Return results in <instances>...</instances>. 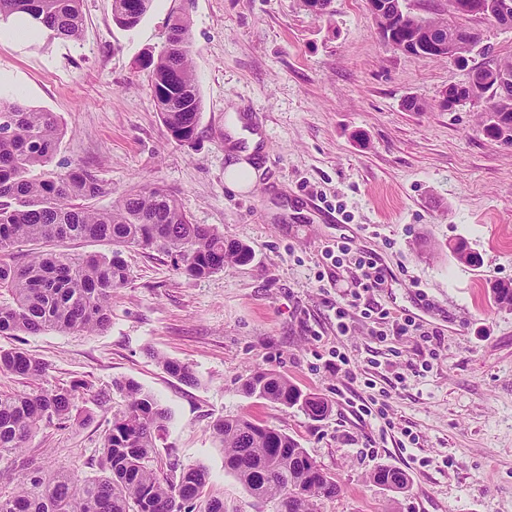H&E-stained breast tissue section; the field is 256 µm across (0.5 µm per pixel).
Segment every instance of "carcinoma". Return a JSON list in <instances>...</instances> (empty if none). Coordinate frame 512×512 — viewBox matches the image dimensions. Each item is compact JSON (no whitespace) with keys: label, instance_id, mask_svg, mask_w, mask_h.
<instances>
[{"label":"carcinoma","instance_id":"obj_1","mask_svg":"<svg viewBox=\"0 0 512 512\" xmlns=\"http://www.w3.org/2000/svg\"><path fill=\"white\" fill-rule=\"evenodd\" d=\"M81 0H0V23L27 18L52 38L77 40L83 17ZM115 22L133 28L150 0H111ZM150 91L170 136L190 143L196 136L201 96L188 38V22L172 20L167 47L150 61ZM496 121H482L483 134L512 145V87L500 94ZM63 128L53 112L22 103L18 94L0 89V336L43 330L95 333L111 321L112 291L125 286L130 269L121 248L135 246L173 257L190 279H203L243 265L251 254L244 244L224 239L208 224H195L179 201L156 184H145L98 210L88 201L103 192L95 172L75 167L56 174L47 170ZM74 240L108 241L109 253L72 258L47 249ZM43 245L24 263L15 250ZM495 301L512 306V282L492 286ZM163 367L193 383L192 368L173 360ZM46 365L19 348H0V374L26 380L43 376ZM125 407L112 416L102 437V474L80 478L69 472L46 476L27 464L17 485L0 496V512H225L224 501L202 500L208 474L175 460L168 472L154 468L156 441L166 432L169 412L133 380L113 384ZM83 382L51 390L0 391V455L26 447L41 428L77 421L73 416ZM247 395L285 409L298 407L311 418L324 416L328 403L305 393L286 377L255 370L242 382ZM211 430L224 448V468L257 500L275 512H316L323 499L341 492L336 478L288 434L247 417L218 418ZM374 483L394 491L408 488V477L395 469L371 474Z\"/></svg>","mask_w":512,"mask_h":512}]
</instances>
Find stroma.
I'll use <instances>...</instances> for the list:
<instances>
[{
    "instance_id": "obj_1",
    "label": "stroma",
    "mask_w": 512,
    "mask_h": 512,
    "mask_svg": "<svg viewBox=\"0 0 512 512\" xmlns=\"http://www.w3.org/2000/svg\"><path fill=\"white\" fill-rule=\"evenodd\" d=\"M81 10L79 40L0 41V86L64 127L50 170L96 171L107 188L97 209L159 184L251 259L191 280L172 257L127 247L131 278L112 294L107 329L0 336L47 366L35 381L0 375V391L88 385L76 404L92 420L43 427L23 457L47 474L98 475L102 436L125 404L112 384L131 379L170 413L159 466L174 455L204 467L226 512H274L225 470L212 436L215 419L239 415L287 433L336 477L341 493L317 512H512V308L490 294L512 282V145L484 136L482 105L440 106L470 68L512 56V28L474 22L482 40L462 66L394 50L367 0H333L322 16L299 0H151L131 29L114 23L111 0ZM176 15L200 84L189 143L170 137L148 87ZM250 133L260 175L240 192L224 173ZM339 237L388 273L371 304L437 332L436 357L414 336L375 338L358 314L338 333L336 307L354 289L324 253ZM459 243L477 264L457 260ZM336 349L356 381L331 367ZM165 358L191 365L196 383L168 374ZM259 368L323 398L328 413L245 395ZM373 395L383 416L360 410ZM383 466L409 488L373 483Z\"/></svg>"
}]
</instances>
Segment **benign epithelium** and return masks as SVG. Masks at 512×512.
<instances>
[{"mask_svg": "<svg viewBox=\"0 0 512 512\" xmlns=\"http://www.w3.org/2000/svg\"><path fill=\"white\" fill-rule=\"evenodd\" d=\"M468 13L475 19L491 22L500 26L512 25V0H468ZM370 11L376 21L381 23V37L396 51L424 57L426 49L433 57L455 60V46L459 38H442L432 29L419 32L421 38H411L400 25L406 20L418 21L420 16L405 4V0H368ZM492 83L494 86L512 84V71L494 67L488 72H473L463 83L450 85L443 93L441 107L448 109L466 103H482L484 111L490 113L496 105V99L490 95L481 98L471 93L476 85Z\"/></svg>", "mask_w": 512, "mask_h": 512, "instance_id": "obj_1", "label": "benign epithelium"}]
</instances>
